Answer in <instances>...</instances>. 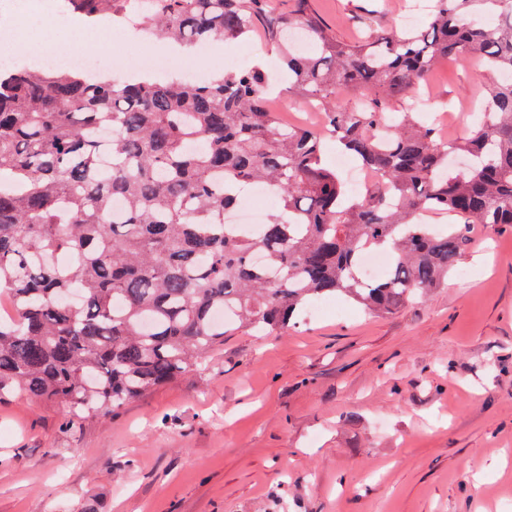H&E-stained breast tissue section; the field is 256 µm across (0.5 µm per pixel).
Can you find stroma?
Here are the masks:
<instances>
[{"instance_id": "1", "label": "stroma", "mask_w": 512, "mask_h": 512, "mask_svg": "<svg viewBox=\"0 0 512 512\" xmlns=\"http://www.w3.org/2000/svg\"><path fill=\"white\" fill-rule=\"evenodd\" d=\"M364 0H315L342 39ZM106 0L116 54L161 39ZM31 51L91 49L0 0ZM477 60L442 61L426 110L463 136ZM447 286L370 316L307 308L266 336L225 337L199 370L105 416L0 402V512H512V228L463 224Z\"/></svg>"}]
</instances>
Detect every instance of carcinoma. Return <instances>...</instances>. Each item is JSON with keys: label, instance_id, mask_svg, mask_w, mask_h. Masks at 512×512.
<instances>
[{"label": "carcinoma", "instance_id": "cac0c4a2", "mask_svg": "<svg viewBox=\"0 0 512 512\" xmlns=\"http://www.w3.org/2000/svg\"><path fill=\"white\" fill-rule=\"evenodd\" d=\"M370 19L344 41L313 0H154L148 25L179 43L261 28L323 130L280 121L257 64L201 83L0 70V400L105 415L194 370L230 326L273 333L327 297L386 315L439 287L464 242L426 215L512 226V0H430L402 31ZM472 57L488 95L450 143L413 101L440 61ZM328 138L377 173L362 196L323 163ZM252 186L277 196L255 232L225 220ZM367 249L392 263L365 283Z\"/></svg>", "mask_w": 512, "mask_h": 512}]
</instances>
